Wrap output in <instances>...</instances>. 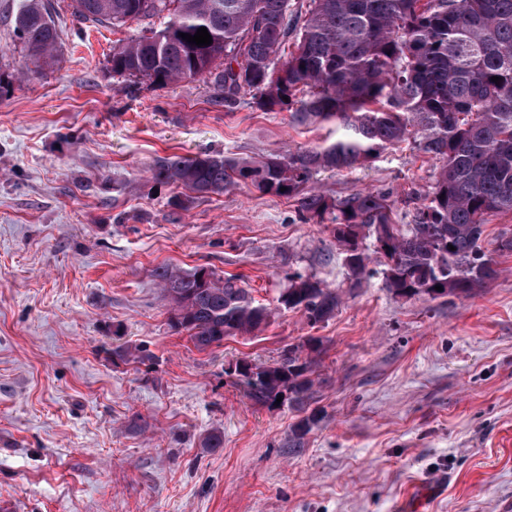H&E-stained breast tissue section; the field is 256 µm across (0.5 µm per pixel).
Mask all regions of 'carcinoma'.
Instances as JSON below:
<instances>
[{
  "mask_svg": "<svg viewBox=\"0 0 512 512\" xmlns=\"http://www.w3.org/2000/svg\"><path fill=\"white\" fill-rule=\"evenodd\" d=\"M80 21L122 26L161 18L112 49V77L134 88L205 76L230 108L241 91L264 111L287 108L302 125L336 121L327 145L274 152L259 161L210 153L160 157L152 181L195 197L239 186L297 200L305 221L330 222L354 281L373 274L363 240L386 262L384 287L401 297L470 295L493 283L498 263L481 246L485 217L512 212V0H72ZM26 55L57 61L58 31L45 0H23L11 19ZM205 27L209 46L180 37ZM293 40L281 68L274 60ZM500 81L493 82L491 77ZM288 100H283V97ZM414 139L437 162L411 222H396L390 190L330 197L314 186L322 171L366 167ZM170 320L199 351L226 336L251 335L270 309L235 276L169 267L154 271ZM442 286L438 291L435 286ZM278 305L315 325L329 320L340 293L310 275H288ZM321 341L290 344L277 361L235 362V384L253 404L306 413L288 435L298 452L323 418L312 406Z\"/></svg>",
  "mask_w": 512,
  "mask_h": 512,
  "instance_id": "cac0c4a2",
  "label": "carcinoma"
}]
</instances>
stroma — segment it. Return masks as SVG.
Listing matches in <instances>:
<instances>
[{
	"mask_svg": "<svg viewBox=\"0 0 512 512\" xmlns=\"http://www.w3.org/2000/svg\"><path fill=\"white\" fill-rule=\"evenodd\" d=\"M0 0V506L11 512H512V214L487 215L501 274L464 296L354 283L329 223L241 187L185 202L154 186L157 158L258 160L336 139L205 79L125 88L113 47L142 27L80 22L52 0L58 61L32 71ZM435 160L405 143L365 168L323 171L327 195L425 192ZM241 278L270 321L197 351L169 325L153 271ZM338 289L328 321L278 308L289 274ZM323 418L253 405L226 375L308 337ZM142 350L126 362L116 347ZM218 432L224 444L204 447Z\"/></svg>",
	"mask_w": 512,
	"mask_h": 512,
	"instance_id": "stroma-1",
	"label": "stroma"
}]
</instances>
